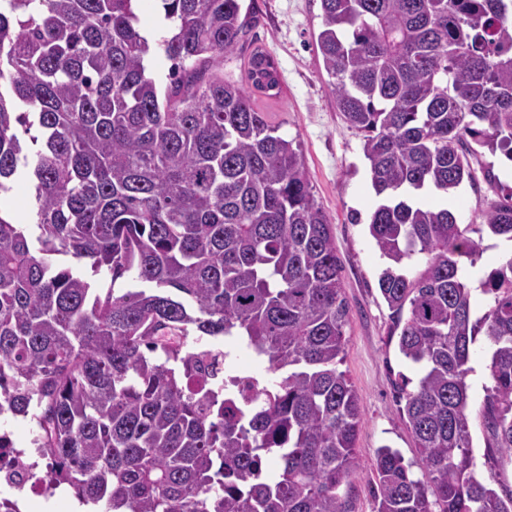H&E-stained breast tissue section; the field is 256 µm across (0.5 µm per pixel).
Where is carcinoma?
<instances>
[{
    "label": "carcinoma",
    "mask_w": 512,
    "mask_h": 512,
    "mask_svg": "<svg viewBox=\"0 0 512 512\" xmlns=\"http://www.w3.org/2000/svg\"><path fill=\"white\" fill-rule=\"evenodd\" d=\"M138 2L0 0V195L33 187L28 223L0 209V414L32 415L55 483L100 512H351L362 413L330 222L299 144L252 103L281 88L272 56L224 77L257 17L158 0L152 38ZM320 4L315 48L378 197L390 336L420 372L397 384L420 474L378 449L375 512H512L477 473L466 382L481 336L490 448L512 456V256L474 316L461 259L479 244L413 200L474 181L478 146L512 161V0ZM484 217L512 242V194ZM103 270L144 287L102 294ZM193 331L242 337L274 375L263 397L214 387L220 352Z\"/></svg>",
    "instance_id": "cac0c4a2"
}]
</instances>
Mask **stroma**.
I'll list each match as a JSON object with an SVG mask.
<instances>
[{"mask_svg":"<svg viewBox=\"0 0 512 512\" xmlns=\"http://www.w3.org/2000/svg\"><path fill=\"white\" fill-rule=\"evenodd\" d=\"M253 7L259 23L242 48L225 58L224 75L241 79L245 57L258 46L268 50L278 63L281 93L271 97L256 92L252 100L279 125L282 134L299 143L314 197L331 222L350 306L343 368L362 409L357 440L360 469L348 492L353 512H374L373 461L377 449L387 445L397 449L405 461L416 459L411 432L396 407L395 383L402 375L416 377L417 371L390 339V311L378 289L384 260L368 232L377 198L362 150L363 138L339 112L322 60L313 47V36L321 24L320 0H253ZM473 167L476 181L456 192V210L463 223L481 230L477 266L487 273L512 251V243L481 229L488 200L512 193V162L482 148ZM474 349L467 383L477 471L482 481L498 491L512 490V457L487 455L490 435L484 402L490 380L484 372L482 344H475Z\"/></svg>","mask_w":512,"mask_h":512,"instance_id":"stroma-1","label":"stroma"}]
</instances>
